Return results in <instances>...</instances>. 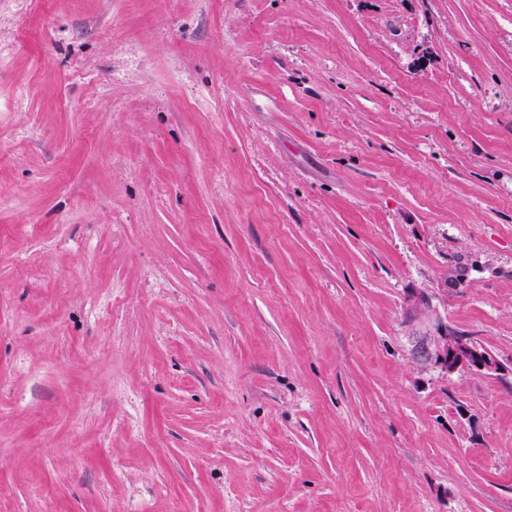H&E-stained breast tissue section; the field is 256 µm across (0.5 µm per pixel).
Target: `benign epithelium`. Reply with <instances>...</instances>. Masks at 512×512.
Masks as SVG:
<instances>
[{
	"label": "benign epithelium",
	"mask_w": 512,
	"mask_h": 512,
	"mask_svg": "<svg viewBox=\"0 0 512 512\" xmlns=\"http://www.w3.org/2000/svg\"><path fill=\"white\" fill-rule=\"evenodd\" d=\"M409 321L425 327L414 337L413 358L421 364H433L453 373L459 369L474 370L490 376H501V363L485 347L442 321L429 300L420 296L409 306Z\"/></svg>",
	"instance_id": "1"
}]
</instances>
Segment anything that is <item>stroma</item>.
<instances>
[{
    "label": "stroma",
    "mask_w": 512,
    "mask_h": 512,
    "mask_svg": "<svg viewBox=\"0 0 512 512\" xmlns=\"http://www.w3.org/2000/svg\"><path fill=\"white\" fill-rule=\"evenodd\" d=\"M512 0H0V512H512ZM409 321L425 327L414 337L413 358L421 364H433L454 373L459 369L474 370L490 376H501V363L485 347L442 321L429 300L420 296L409 306Z\"/></svg>",
    "instance_id": "1"
}]
</instances>
